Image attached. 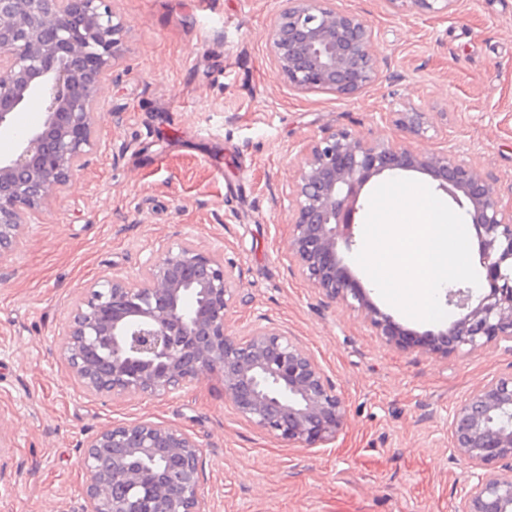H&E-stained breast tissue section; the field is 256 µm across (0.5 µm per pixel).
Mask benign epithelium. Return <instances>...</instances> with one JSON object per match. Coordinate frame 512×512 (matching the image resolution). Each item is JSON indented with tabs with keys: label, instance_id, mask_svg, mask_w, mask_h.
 Instances as JSON below:
<instances>
[{
	"label": "benign epithelium",
	"instance_id": "7a95c632",
	"mask_svg": "<svg viewBox=\"0 0 512 512\" xmlns=\"http://www.w3.org/2000/svg\"><path fill=\"white\" fill-rule=\"evenodd\" d=\"M385 2L396 13L448 14L458 0ZM119 30L106 0H0V133L17 139L14 153L0 157V265L95 146L100 88ZM267 36L274 68L298 92L349 98L379 78L378 32L327 0H285ZM32 105L41 121L15 131L17 112ZM388 116L401 136L368 139L338 129L302 153L288 193L290 261L325 298L361 313L387 346L448 356L512 343V205L502 204L496 178L476 165L446 149L408 145L427 133L430 113L410 107ZM399 171L428 175L464 210L487 282L476 297L469 288L448 290L459 317L425 339L370 300L339 252L356 245L365 186ZM234 284L223 255L169 244L136 276H106L86 289L60 355L94 395L165 396L217 373L224 399L245 422L303 448L335 438L347 412L335 383L265 315L244 336L230 331ZM448 445L469 468L453 512H512V374L457 403ZM202 459L203 446L171 424L142 419L98 430L80 445L82 512H210Z\"/></svg>",
	"mask_w": 512,
	"mask_h": 512
}]
</instances>
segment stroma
<instances>
[{"label": "stroma", "instance_id": "stroma-1", "mask_svg": "<svg viewBox=\"0 0 512 512\" xmlns=\"http://www.w3.org/2000/svg\"><path fill=\"white\" fill-rule=\"evenodd\" d=\"M107 5L122 28L99 137L79 175L26 226L0 280V460L11 473L0 481V512H81L80 443L143 417L203 444L213 512H450L468 469L448 448V415L512 372V350L442 357L383 344L289 262L281 192L312 138L342 128L390 138L383 113L415 105L433 125L412 147L448 140L512 202V0H459L440 16L329 0L381 33L380 77L350 98L294 91L274 69L267 28L283 0ZM180 240L219 250L234 267L235 332L261 311L317 356L347 406L334 439L292 447L243 422L217 375L132 399L75 383L59 355L74 301Z\"/></svg>", "mask_w": 512, "mask_h": 512}]
</instances>
